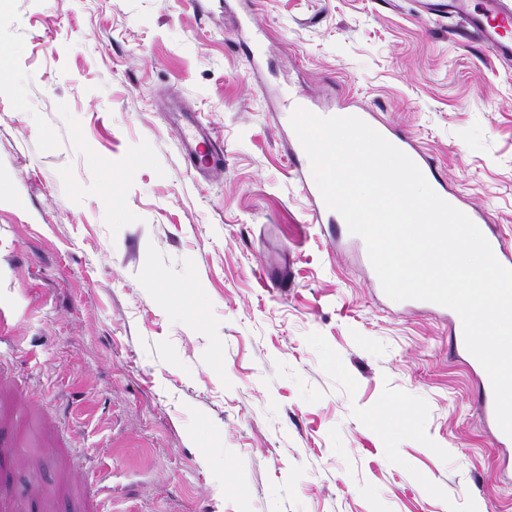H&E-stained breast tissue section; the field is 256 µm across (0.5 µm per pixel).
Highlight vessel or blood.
Listing matches in <instances>:
<instances>
[{
	"mask_svg": "<svg viewBox=\"0 0 512 512\" xmlns=\"http://www.w3.org/2000/svg\"><path fill=\"white\" fill-rule=\"evenodd\" d=\"M427 11L432 15L457 14L467 23L466 29L459 32L460 38L484 44L500 59L512 58V6L508 5L506 0H432L427 6ZM334 113L338 116H356L372 124L376 131L417 164L440 197L467 214L473 222L485 220L486 213L483 209L449 190L447 183L439 177L430 157L408 134L389 124L376 121L370 108L353 100L344 101L335 108ZM175 132L184 153L194 160L197 169L206 170L217 166L222 161L223 146L220 142L212 140L202 124H195L193 131L190 132L180 125L176 127ZM413 306L447 317L449 357L461 360L474 373L478 389L477 410L482 422L493 429L495 446L499 448L512 446V437L507 436L497 427L490 379L481 364L465 347L463 326L459 315L447 307L427 301H414Z\"/></svg>",
	"mask_w": 512,
	"mask_h": 512,
	"instance_id": "1",
	"label": "vessel or blood"
}]
</instances>
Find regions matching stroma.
Wrapping results in <instances>:
<instances>
[{"label": "stroma", "mask_w": 512, "mask_h": 512, "mask_svg": "<svg viewBox=\"0 0 512 512\" xmlns=\"http://www.w3.org/2000/svg\"><path fill=\"white\" fill-rule=\"evenodd\" d=\"M249 16L262 41L246 61ZM416 0L0 6V469L17 512H512L448 323L380 297L289 91L412 135L512 243V61ZM224 144L199 177L168 117ZM305 189V192L306 194L310 197V199L312 200L313 202V206H314V211H315V214H316V217H317V221L318 222H321L322 218L324 217H327L328 218V221H330V218H336V222L338 223H341V224H345V232L347 233V235L349 237H351L352 239H354V241L360 246L361 250H362V253H363V258L364 260L367 262V264L369 265V268L372 272V275H373V282L375 284V286L377 288H379L381 291L384 292L383 288H382V285H381V282L377 276V274L375 273L372 265H371V262L369 260V256H368V252H367V247H366V244H365V241L362 237L358 236V235H355V234H351L347 228V225L344 221V219L342 218V216L335 212V211H332L330 209H328L322 199V196L317 188V186H314V185H311L307 188H304Z\"/></svg>", "instance_id": "1"}]
</instances>
